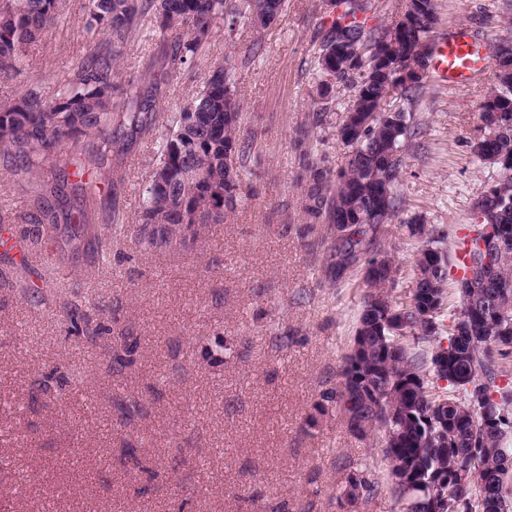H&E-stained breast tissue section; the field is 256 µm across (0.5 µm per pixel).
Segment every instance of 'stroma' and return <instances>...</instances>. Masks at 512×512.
<instances>
[{"instance_id": "stroma-1", "label": "stroma", "mask_w": 512, "mask_h": 512, "mask_svg": "<svg viewBox=\"0 0 512 512\" xmlns=\"http://www.w3.org/2000/svg\"><path fill=\"white\" fill-rule=\"evenodd\" d=\"M86 3L66 0L24 67L0 76V98L51 94L58 74L99 42L85 28ZM435 4L436 33L464 24L488 48L512 41V0ZM325 8L324 0H288L264 29L243 17L233 28L217 22L189 72L160 83L157 132L217 64L230 67L240 134L254 139L247 197L195 240L152 246L140 235L155 134L105 158L119 181L90 211L99 235L112 239L105 256L63 227L40 235L26 179L0 160V512H339L356 469L384 489L351 512H402L380 439L352 435L332 404L316 427L305 425L341 381L365 291L358 274L333 285L299 236L295 130L318 99L313 66ZM494 80L491 63L466 87L427 80L412 108L424 134L405 147L403 207L378 235L398 267L394 295L413 286L419 241L408 221L449 231L472 224L476 197L501 176L471 150ZM349 97L337 89L336 111L313 134L315 154L335 171L350 154L338 138ZM23 260L27 297L16 287ZM77 303L95 343L71 330L67 312ZM123 339L134 362L116 372L112 353ZM55 370L66 386L40 393L39 380ZM118 397L144 404L145 416L121 420ZM130 445L149 473L128 459Z\"/></svg>"}]
</instances>
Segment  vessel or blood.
Wrapping results in <instances>:
<instances>
[{
	"instance_id": "1",
	"label": "vessel or blood",
	"mask_w": 512,
	"mask_h": 512,
	"mask_svg": "<svg viewBox=\"0 0 512 512\" xmlns=\"http://www.w3.org/2000/svg\"><path fill=\"white\" fill-rule=\"evenodd\" d=\"M486 56V46L477 43L468 28H455L434 38L432 75L445 87H464L482 71Z\"/></svg>"
}]
</instances>
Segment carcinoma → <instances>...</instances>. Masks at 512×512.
<instances>
[{"label":"carcinoma","instance_id":"carcinoma-1","mask_svg":"<svg viewBox=\"0 0 512 512\" xmlns=\"http://www.w3.org/2000/svg\"><path fill=\"white\" fill-rule=\"evenodd\" d=\"M285 3L243 0L238 8L228 0H88L85 26L104 40L62 74L54 94L24 91L0 100V153L24 159L26 172L40 177L57 148L83 136L97 138L100 161L121 141L133 145L135 136L155 129L156 98L138 80H119L120 59L124 43L145 19L155 33L151 68L169 74L193 60L216 22L243 15L266 28ZM62 5L63 0H0V75L23 66L31 44L55 24ZM328 6L336 18L320 27L318 105L310 125L295 137L303 171L302 238L346 215L347 237L336 241L331 233L307 246L324 249L333 284L359 269L368 291L356 329L364 340L353 339L343 382L322 393L315 410L321 415L334 402L345 417L365 421L368 433L384 432L383 459L397 462L390 469L392 496L406 512H431L440 490L433 476L448 480V499L460 501V512H505V496L491 497L479 475L495 472L501 486L512 479L501 454L512 431V309L486 316L477 305L494 288L512 287V261L474 288L461 284L476 262L479 242L492 247L499 240L512 253V56L500 59L496 85L479 105L481 130L495 128L498 134L482 137L472 151L497 166L501 177L484 188L485 203H475L480 223L465 235L463 274L420 279L422 254L428 251L442 254L445 268H451L447 233L411 224L410 235L424 241L413 266V288L396 298L389 293L396 277L371 272L381 250L366 226L380 217L388 223L402 205L396 191L402 150L421 133L408 106L421 97L428 78L416 75L415 67L431 59L435 3L411 0L400 29L367 26L360 20L359 0H328ZM338 86L351 93L338 130L351 151L347 166L334 172L324 159L312 157L310 140L335 110ZM240 119L235 80L219 65L157 140L139 215L149 244L169 242L171 224L185 225L183 231L195 238L201 226L224 223V209L243 199L241 172L249 151L239 136ZM72 165L73 172L55 179L51 192L65 199L72 176L82 203L42 207V232L54 233L62 222L74 237L99 245L88 224V206L99 186L82 162ZM450 280L460 297L455 308L446 301ZM484 407L497 412L496 423L482 425ZM317 415L310 416L309 426L316 425ZM378 491V482L364 472L348 474V503Z\"/></svg>","mask_w":512,"mask_h":512}]
</instances>
